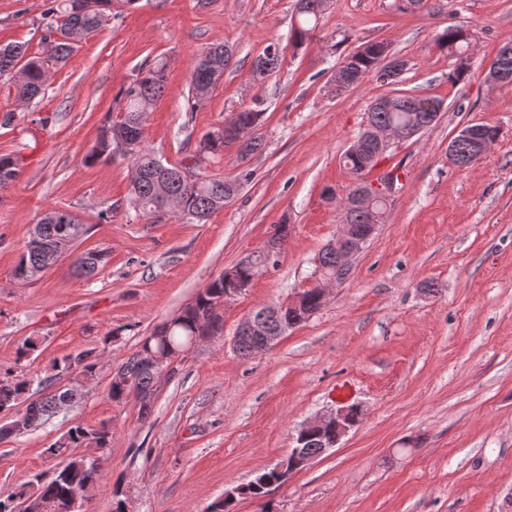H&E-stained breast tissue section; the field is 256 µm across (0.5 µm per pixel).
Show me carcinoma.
<instances>
[{"instance_id":"1","label":"carcinoma","mask_w":512,"mask_h":512,"mask_svg":"<svg viewBox=\"0 0 512 512\" xmlns=\"http://www.w3.org/2000/svg\"><path fill=\"white\" fill-rule=\"evenodd\" d=\"M298 8V24L294 26L292 37L296 44L303 43L317 28L320 18L331 7V0H301ZM112 6V0H94V8L84 11L77 7L76 0H53L42 13L41 40L45 45L44 55L26 56L21 45L0 46V77L22 74L18 80V98L29 103L44 91L48 70L64 62L73 53L76 44L71 39L75 31L88 36L97 31L106 19V10ZM437 45L442 50L458 53L461 62L456 68L455 79L463 78L469 66L462 50L468 43V33L455 27H449L438 34ZM386 45L381 42H368L354 53L347 55L334 74L336 93L342 94L360 84L366 77L377 76L390 64L385 53ZM232 50L224 44L208 47L194 63L191 79L189 103L194 110L203 104L223 79L224 71L231 65ZM281 62V51L275 42L267 45L262 54L256 57L253 68V80L261 84ZM166 79V64L160 60L147 59L137 69L135 78L123 86L118 98L121 101L120 116L105 125L96 142L84 156V163L93 165L102 159L112 158V153L121 152L131 156L135 176L130 180L131 203L143 214L156 219L168 215L166 200L172 199L180 206L179 214L198 222L207 220L214 212L224 208V198H234L241 182L237 178H224L205 175L200 172L198 163L190 165L193 177L182 175V165L163 163L156 154L144 146L142 128L154 101L162 92ZM442 111V102L427 97L409 94L398 95L397 103L390 108L370 107L368 121L373 126H387L396 129L405 126L411 115L419 113L425 124H435V115ZM265 114L264 101L257 96L253 105L236 113L230 120L232 124H242L257 128ZM236 143L229 134L228 126L207 133L199 144L198 155H218L224 153V147ZM376 152V145L369 143L365 154L344 155L343 163L355 177L356 182L370 173L375 165L370 159ZM21 174L20 161L12 155H0V190L9 188ZM386 208L374 206V211L365 208H352L348 213V222L359 229L365 228L373 220H383ZM89 228L79 217L67 209L52 208L37 229L40 245L25 246L15 276L22 280H31L46 267L45 251L56 249L65 240L75 241L86 235ZM107 263L102 251L88 250L77 255L73 261L74 271L90 277L100 271ZM268 267L267 256L263 251L249 255L248 262L236 265V280L224 281V276L213 280L199 292L194 301L184 307L180 313L162 324L150 335L143 337L139 349L120 367L112 378L108 397L115 403H124L139 392L150 391L155 384L152 368L145 359L153 355L178 356L191 342L202 336H220L224 332V319L221 309L215 303L224 298V293L240 285L248 286L257 272ZM306 310L299 313L289 307H282L279 314L268 316L257 324L255 336L265 333L274 334L280 326L286 324L293 328L307 321L321 309L322 303L315 288L303 292ZM60 373H74L73 382L78 376L91 373L95 362L91 352L79 351L64 356L56 363ZM26 398L25 411L30 427L43 424L55 413L56 395L53 383L29 393V383L25 380L3 382L0 380V413L10 411L17 405L22 395ZM112 430L107 426L92 428L80 423L67 429L47 448V453L60 458L54 476L43 481L35 479L20 485L16 496L0 498V512H14V498L26 497L44 505L43 512H72L70 493L78 485L85 491V500L91 499V492L99 481V469L91 456L74 452L76 448H106L110 445ZM279 481L275 468H269L257 474L249 483L241 486L246 497L260 500L265 498L270 487Z\"/></svg>"}]
</instances>
